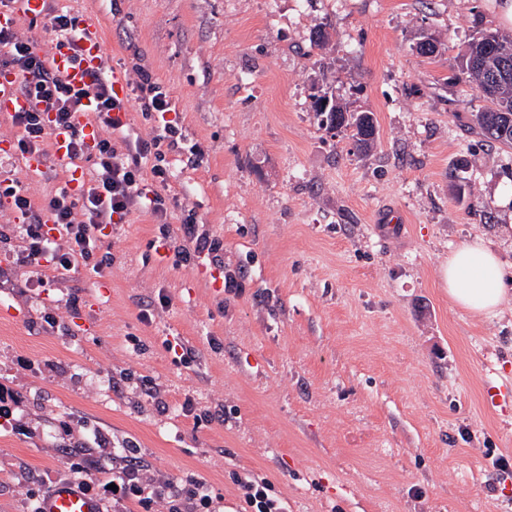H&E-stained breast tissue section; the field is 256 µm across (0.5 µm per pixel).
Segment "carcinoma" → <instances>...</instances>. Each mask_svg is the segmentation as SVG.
<instances>
[{
	"label": "carcinoma",
	"instance_id": "carcinoma-1",
	"mask_svg": "<svg viewBox=\"0 0 512 512\" xmlns=\"http://www.w3.org/2000/svg\"><path fill=\"white\" fill-rule=\"evenodd\" d=\"M506 62L512 65V37L497 32L480 31L462 56L454 80H465L480 93L484 105L472 114L470 130L490 143L512 147V83L491 95L482 94L492 67ZM311 108L326 131L350 130L357 150L368 152L374 146L376 125L368 112H350L347 106L323 97L312 101Z\"/></svg>",
	"mask_w": 512,
	"mask_h": 512
}]
</instances>
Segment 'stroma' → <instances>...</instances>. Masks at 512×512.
Returning a JSON list of instances; mask_svg holds the SVG:
<instances>
[{
    "label": "stroma",
    "instance_id": "1",
    "mask_svg": "<svg viewBox=\"0 0 512 512\" xmlns=\"http://www.w3.org/2000/svg\"><path fill=\"white\" fill-rule=\"evenodd\" d=\"M58 4L96 17L106 66L170 90L169 191L224 267L180 262L175 209L160 250L148 214L113 225L105 277L32 268L0 203V512L71 480L85 432L106 440L101 477L132 444L156 485L204 477L220 512H243L244 477L288 512H512V396L489 403L512 388V300L478 316L444 283L480 238L512 296V150L470 133L482 101L448 81L478 31L501 30L493 0ZM315 95L373 113L376 148L320 129ZM18 137L0 124V179L36 200L63 187L54 161L22 168Z\"/></svg>",
    "mask_w": 512,
    "mask_h": 512
}]
</instances>
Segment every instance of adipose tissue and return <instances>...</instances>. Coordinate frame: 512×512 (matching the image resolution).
<instances>
[{
    "mask_svg": "<svg viewBox=\"0 0 512 512\" xmlns=\"http://www.w3.org/2000/svg\"><path fill=\"white\" fill-rule=\"evenodd\" d=\"M445 280L452 301L474 314H493L511 297L504 288L498 256L480 240L454 250Z\"/></svg>",
    "mask_w": 512,
    "mask_h": 512,
    "instance_id": "adipose-tissue-1",
    "label": "adipose tissue"
}]
</instances>
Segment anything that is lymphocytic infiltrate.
<instances>
[{
    "instance_id": "lymphocytic-infiltrate-1",
    "label": "lymphocytic infiltrate",
    "mask_w": 512,
    "mask_h": 512,
    "mask_svg": "<svg viewBox=\"0 0 512 512\" xmlns=\"http://www.w3.org/2000/svg\"><path fill=\"white\" fill-rule=\"evenodd\" d=\"M0 69L22 74L19 93L43 106L42 111L18 112L12 117L20 131L17 148L21 154L43 152L46 140L56 128L70 134L71 160H86L94 167L80 196H73L63 187L37 203L16 180H0V200H7L24 219L19 227L23 250L18 259L25 265L62 270L80 263L95 274H102L112 264L110 254L102 250V235L107 226L125 221L136 211L149 213L155 223L168 222L171 198L146 189L143 180L152 178L160 186L169 181L166 155L179 148L178 130L166 119L174 109L173 99L141 69L135 72L130 93L124 95L114 90L102 66L89 70L83 86H74L49 69L31 40L11 25H0ZM134 102L145 115L160 118L162 124L151 138H128L123 147H116L110 135L124 130L122 116ZM47 111L54 115L50 128L43 119ZM89 111L94 113L98 127L106 132L105 137L92 144L86 142L79 128L80 115ZM196 224L195 211L183 208L181 228L186 246L179 254L181 262L188 264L203 257L223 265L222 243L198 233ZM77 459L81 463L76 472L79 482L99 500L117 504L131 501L143 512H151L155 500L163 498L168 502V512H216L209 486L202 478L193 476L160 490L133 466L109 486L98 479L99 465L90 454H78Z\"/></svg>"
}]
</instances>
